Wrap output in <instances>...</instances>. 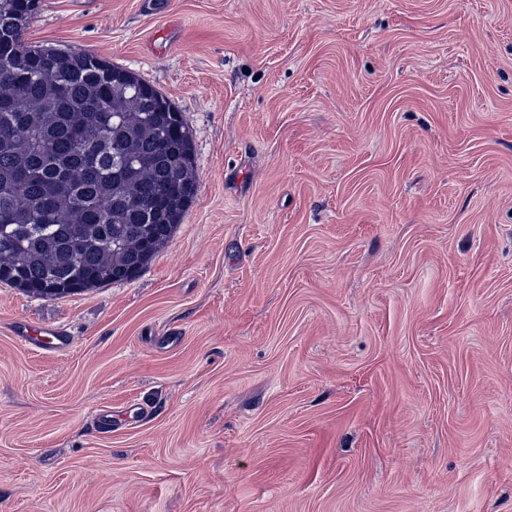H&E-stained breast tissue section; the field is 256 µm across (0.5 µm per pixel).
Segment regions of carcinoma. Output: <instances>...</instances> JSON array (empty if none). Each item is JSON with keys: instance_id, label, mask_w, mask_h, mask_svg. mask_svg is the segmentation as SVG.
Masks as SVG:
<instances>
[{"instance_id": "obj_1", "label": "carcinoma", "mask_w": 512, "mask_h": 512, "mask_svg": "<svg viewBox=\"0 0 512 512\" xmlns=\"http://www.w3.org/2000/svg\"><path fill=\"white\" fill-rule=\"evenodd\" d=\"M0 0V283L59 298L135 279L197 192L182 112L90 53L25 42Z\"/></svg>"}]
</instances>
